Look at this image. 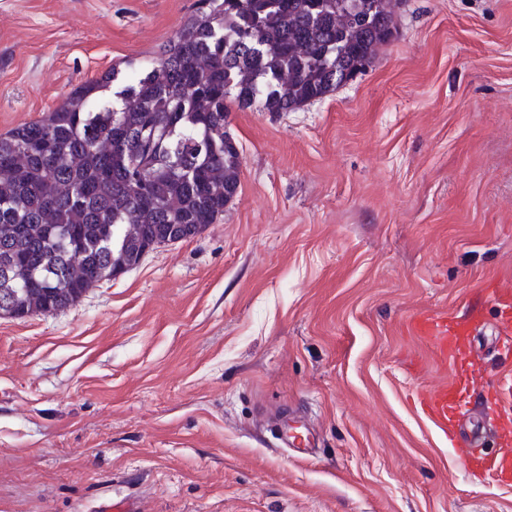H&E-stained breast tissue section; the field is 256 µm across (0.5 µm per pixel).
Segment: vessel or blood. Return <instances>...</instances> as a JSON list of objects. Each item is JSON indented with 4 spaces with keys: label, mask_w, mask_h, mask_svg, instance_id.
I'll return each mask as SVG.
<instances>
[{
    "label": "vessel or blood",
    "mask_w": 512,
    "mask_h": 512,
    "mask_svg": "<svg viewBox=\"0 0 512 512\" xmlns=\"http://www.w3.org/2000/svg\"><path fill=\"white\" fill-rule=\"evenodd\" d=\"M480 290L498 310L494 325L497 344L511 350L512 289L503 287L500 279L490 277L483 281ZM482 320V308L468 304L460 310L425 309L415 313L407 322L409 333L426 345L433 363L452 370L449 379L416 394L420 412L452 442L458 441L461 435L460 418L467 413V400L472 388L471 367L465 347L479 334ZM509 401L512 402L511 373L500 378L497 389L485 394L479 410L481 419L470 430L473 441L482 439L485 418L500 414ZM466 466L472 473L511 485L512 447L505 445L491 454L470 453L466 457Z\"/></svg>",
    "instance_id": "b4317fda"
}]
</instances>
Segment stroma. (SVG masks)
<instances>
[{
	"label": "stroma",
	"instance_id": "obj_1",
	"mask_svg": "<svg viewBox=\"0 0 512 512\" xmlns=\"http://www.w3.org/2000/svg\"><path fill=\"white\" fill-rule=\"evenodd\" d=\"M197 7L0 0V133L155 61ZM397 24L326 97L231 108L218 223L0 316V512H512L415 408L446 374L405 327L512 280V0H404ZM484 313L479 386L512 371Z\"/></svg>",
	"mask_w": 512,
	"mask_h": 512
}]
</instances>
